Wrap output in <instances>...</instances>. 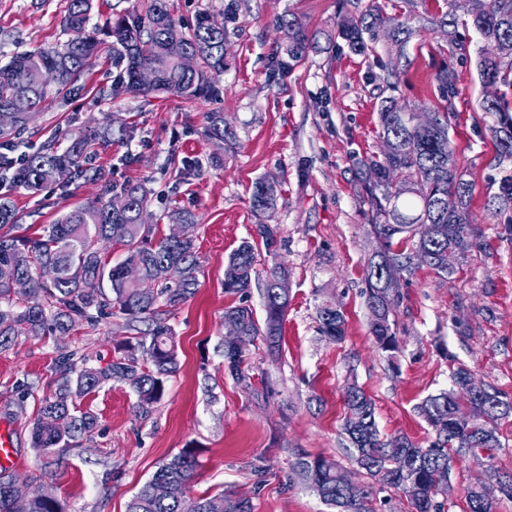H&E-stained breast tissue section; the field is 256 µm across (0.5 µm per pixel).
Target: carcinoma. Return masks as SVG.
<instances>
[{
	"label": "carcinoma",
	"mask_w": 512,
	"mask_h": 512,
	"mask_svg": "<svg viewBox=\"0 0 512 512\" xmlns=\"http://www.w3.org/2000/svg\"><path fill=\"white\" fill-rule=\"evenodd\" d=\"M448 10L440 14H417L402 19L389 16L376 3L368 4L358 17L338 26V37L359 55L372 50V43L383 33L390 40L389 52L405 55L410 40L428 28L443 33L451 48H463L458 26L472 28L482 40L512 42V0H488V9L473 16L467 0H447ZM92 0H69L64 28L72 37L59 48H36L19 53L0 66V108L4 125L0 139L9 140L29 130L31 114L39 113L55 99L74 91L78 81L102 52L112 55L121 68L119 79L108 95L147 96L173 92L196 98L213 86V78L224 73V43L227 29L216 28L209 16L200 17L187 30L174 18L166 0H153L146 14L119 17L107 23L104 39L87 31ZM276 27L284 32L287 60L291 68L307 55L310 37L303 24L291 14L278 17ZM196 56L197 67L183 71L174 50ZM151 68L158 74L156 84L142 87L137 73ZM480 82L500 87L497 100L480 102V110L493 119L496 160L500 173L498 192L492 197L497 208L512 209V57L500 58L482 52L477 61ZM435 81L439 106L435 126L421 130L410 126L405 115L410 105L394 97L381 101L378 124L383 140L391 150L383 155H367L357 162L359 181L366 193L363 203L370 233L378 250L365 268L366 296L370 309V332L384 352L397 348L393 316L400 297L387 294L385 282L407 278L426 265L438 274L451 276L448 249L463 260L482 247L478 229L470 222L472 184L464 179L455 159V147L448 132V102L454 87L448 85V71L439 72ZM211 139L235 140L224 124V114L210 112L205 128ZM110 142L108 131L91 130L67 145L50 141L28 155L22 166L13 168L11 180L27 190H37L52 178V172L65 167L97 181L101 173L84 166L93 142ZM277 188L260 178L253 184L251 210L266 218L256 225L271 264L265 270L262 291L265 319L258 322L253 310L244 304L230 306L224 317L236 320L244 340L241 345L225 339L224 359L237 384L251 387V378L242 369L245 347L256 338H265L270 350L279 348L283 321L288 311V292L279 283L290 278L288 267L277 261L278 225L275 218ZM148 191L141 184L125 185L112 195L64 213L55 223L41 227L38 237L20 240L0 234V350L20 336L64 335L78 318H93L111 310L128 320L133 335L126 338L106 366L82 363L64 353L54 361L61 378L50 397L43 399L33 427V448L43 459L44 475L59 464L57 449L78 439L92 438L98 418L80 409L78 400L113 382H120L136 396V407L147 416L160 402L168 377L178 369V346L172 328L163 317V307L187 301L198 285L199 258L191 238L173 241L157 236V225L138 223L139 213L148 207ZM124 226L115 242L125 247V258L111 264L98 244L113 234L115 225ZM431 224L435 234L423 238L419 225ZM177 263L182 279L170 283L165 268ZM255 244L243 242L229 257L224 268V291L247 294L256 268ZM322 335L339 341L345 334L346 319L336 301L317 307ZM146 324L142 330L138 324ZM471 374L460 369L454 374V387L426 398L418 412L435 433L426 448L405 435L383 438L377 426L372 400L356 386L345 394L344 431L356 450L360 468L382 485L402 491L410 498L415 512H440L436 496L448 492V470L453 455L477 460L494 459L502 447L498 421L512 417V400L500 392L472 394L467 389ZM198 468L197 450L184 448L163 463L127 504L126 512H251L243 500L224 494L189 496ZM296 468L306 481L325 492L323 502L339 512H369L372 491L365 485L353 490L338 486V466L323 456H301ZM15 478L0 473V512H65L51 484L42 486L35 500L13 496ZM468 512H494L493 500L466 491Z\"/></svg>",
	"instance_id": "obj_1"
}]
</instances>
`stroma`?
Wrapping results in <instances>:
<instances>
[{"label": "stroma", "mask_w": 512, "mask_h": 512, "mask_svg": "<svg viewBox=\"0 0 512 512\" xmlns=\"http://www.w3.org/2000/svg\"><path fill=\"white\" fill-rule=\"evenodd\" d=\"M227 39L226 66L209 96L175 94L113 98L106 90L118 67L97 58L77 91L36 115L33 142L74 138L87 130L112 129L88 166L113 187L143 184L148 212L159 232L170 225L164 212L194 218L200 257L198 288L169 308L180 368L166 383L149 416L121 383L88 394L81 402L99 421L92 439L61 449L51 481L66 512H125L135 492L157 467L186 446L199 450L191 496L225 494L248 500L253 512H337L320 500L292 466L299 456L333 459L357 483L371 479L356 464L344 432V396L358 385L373 400L380 432L403 434L421 447L435 434L417 411L428 396L452 387V373L466 368L489 389L512 399V210L492 214L497 188L496 150L482 120L484 88L476 60L480 37L466 32L463 50L450 49L441 32L413 39L404 59L378 40L358 55L337 39L348 0H238ZM68 0H0V63L18 52L64 43ZM301 19L312 47L303 61L281 70L283 33L277 18ZM447 70L456 94L448 128L466 180L473 185L471 221L483 246L452 276L420 267L404 280L395 315L398 348L379 350L369 332L365 265L376 249L359 199L356 160L379 153L378 107L395 96L416 108L436 105L435 75ZM220 112L236 140L225 146L206 136L205 116ZM278 184L275 219L288 265L290 305L279 353L262 341L248 344L244 389L225 366L224 267L243 241L255 239L250 208L253 183ZM103 193L101 183L73 179L33 193L0 174V198L17 221L12 235L35 237L68 209ZM339 304L346 334L336 343L317 329V308ZM121 315L77 320L64 336L19 337L0 350V426L13 435L16 461L9 472L27 490L44 481L32 446V425L43 397L53 393L59 353L72 352L103 365L129 336ZM29 385L21 392L19 384ZM502 446L493 462L456 458L443 512H464V492L512 472V418L499 428Z\"/></svg>", "instance_id": "obj_1"}]
</instances>
